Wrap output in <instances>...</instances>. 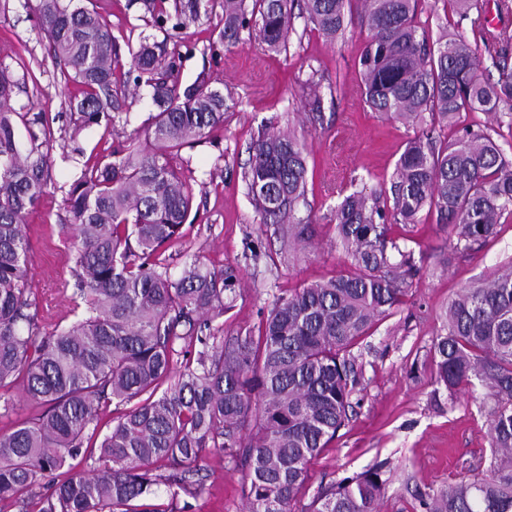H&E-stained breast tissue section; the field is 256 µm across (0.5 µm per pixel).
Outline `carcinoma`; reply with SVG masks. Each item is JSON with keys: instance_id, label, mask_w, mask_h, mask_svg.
Returning a JSON list of instances; mask_svg holds the SVG:
<instances>
[{"instance_id": "carcinoma-1", "label": "carcinoma", "mask_w": 512, "mask_h": 512, "mask_svg": "<svg viewBox=\"0 0 512 512\" xmlns=\"http://www.w3.org/2000/svg\"><path fill=\"white\" fill-rule=\"evenodd\" d=\"M221 37L248 32L272 51L288 46L292 7L329 40L358 20L361 96L373 112L411 123L391 179L371 191H341L332 209L349 264L331 279L297 288L226 340L211 320L228 309L229 278L187 256L179 278L163 253L181 237L191 186L169 156L224 125L230 109L202 78L181 87L180 54L169 47L208 14L206 0H142L166 38L139 39L123 59L100 14L74 0L33 9L74 93L77 128L114 126L145 87L154 114L112 152L85 165L66 205L78 268L79 317L45 331L28 283L25 218L47 186L39 146L22 152L9 102L15 86L0 68V391L19 388L31 416L0 434V512H173L136 501L168 487L192 493L210 448L245 472L244 512H379L381 463L318 490L302 503L309 464L353 413L359 370L352 347L403 303L418 272L414 252L390 236L422 213L452 228L462 255L512 224V161L495 139L512 112V56L490 43L483 0H443L468 19L471 44L447 29L430 40L419 0H223ZM489 65L481 67L483 61ZM492 124L460 126L462 112ZM245 178L260 223L308 244L298 216L307 194V145L292 131L254 140ZM202 350L191 356L189 346ZM434 392L488 390L487 465L446 489L415 494L413 512H512V267L448 302L433 346ZM123 407L102 439L101 416ZM99 453L85 474L67 460ZM48 488L36 490L38 478Z\"/></svg>"}]
</instances>
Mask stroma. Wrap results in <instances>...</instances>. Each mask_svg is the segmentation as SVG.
<instances>
[{"label": "stroma", "instance_id": "1", "mask_svg": "<svg viewBox=\"0 0 512 512\" xmlns=\"http://www.w3.org/2000/svg\"><path fill=\"white\" fill-rule=\"evenodd\" d=\"M119 44L162 38L140 0H94ZM286 50L270 51L248 34L233 45L219 42L222 9L183 30L176 49L182 85L199 77L221 88L230 108L223 127L183 148L173 163L192 172L193 206L183 237L165 253L172 277L186 254L205 268L224 271L236 289L233 306L213 319L231 337L258 324L275 297L335 276L349 262L336 239L330 213L340 187L375 189L389 181L414 126L370 111L360 96L357 61L364 32L350 26L329 41L303 16H295ZM0 66L17 88L10 101L23 143H36L50 157V180L25 220L28 268L38 317L46 329L69 325L76 296L74 250L62 232L66 193L76 173L111 152L120 133L143 127L152 113L148 96L132 102L114 129L75 131L68 109L72 91L54 63L49 44L27 0H0ZM51 138H44V127ZM268 128L294 130L308 144L307 207L310 246L283 239L276 225L261 223L243 176L252 141ZM420 265L412 287L393 315L379 322L352 349L362 369L349 423L309 467L310 491L376 464L387 466L382 512H412L416 487H447L488 453L486 390L436 392L432 353L440 314L465 287L512 265V224L463 256L450 246L451 230L428 215L421 224L399 226ZM204 484L195 496L180 494L189 512H241L243 474L205 451Z\"/></svg>", "mask_w": 512, "mask_h": 512}]
</instances>
